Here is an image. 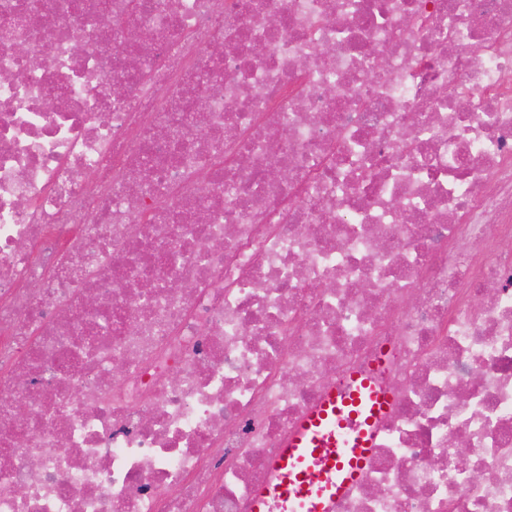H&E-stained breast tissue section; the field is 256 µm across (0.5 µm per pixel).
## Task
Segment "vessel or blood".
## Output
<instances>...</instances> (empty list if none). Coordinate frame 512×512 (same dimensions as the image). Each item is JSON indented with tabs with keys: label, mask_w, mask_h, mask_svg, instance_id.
I'll use <instances>...</instances> for the list:
<instances>
[{
	"label": "vessel or blood",
	"mask_w": 512,
	"mask_h": 512,
	"mask_svg": "<svg viewBox=\"0 0 512 512\" xmlns=\"http://www.w3.org/2000/svg\"><path fill=\"white\" fill-rule=\"evenodd\" d=\"M389 404V395L365 382L343 396L328 391L274 456L271 479L257 493L255 512H262L270 496L287 512H331L336 498L359 478L372 446V428Z\"/></svg>",
	"instance_id": "obj_1"
}]
</instances>
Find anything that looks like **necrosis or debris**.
Segmentation results:
<instances>
[{
    "label": "necrosis or debris",
    "mask_w": 512,
    "mask_h": 512,
    "mask_svg": "<svg viewBox=\"0 0 512 512\" xmlns=\"http://www.w3.org/2000/svg\"><path fill=\"white\" fill-rule=\"evenodd\" d=\"M125 2L0 0V512H253L357 375L333 512H512V0Z\"/></svg>",
    "instance_id": "1"
}]
</instances>
